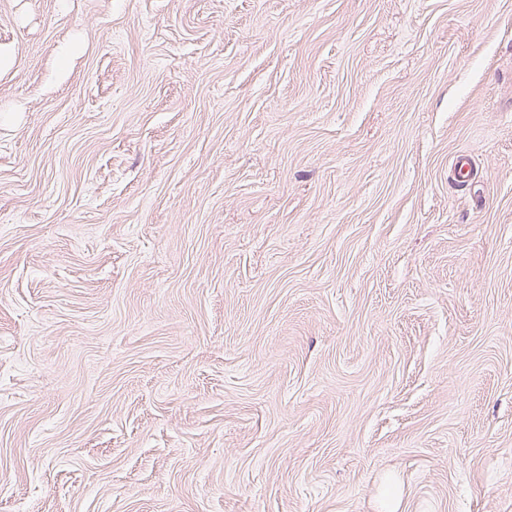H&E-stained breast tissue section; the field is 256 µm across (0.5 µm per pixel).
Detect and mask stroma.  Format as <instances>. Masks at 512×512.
<instances>
[{"label": "stroma", "mask_w": 512, "mask_h": 512, "mask_svg": "<svg viewBox=\"0 0 512 512\" xmlns=\"http://www.w3.org/2000/svg\"><path fill=\"white\" fill-rule=\"evenodd\" d=\"M0 512H512V0H0Z\"/></svg>", "instance_id": "stroma-1"}]
</instances>
